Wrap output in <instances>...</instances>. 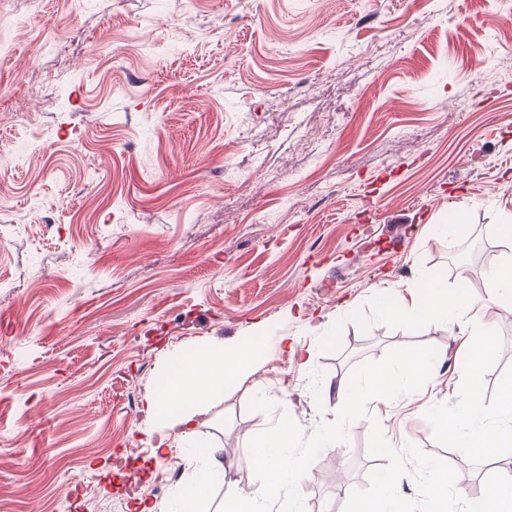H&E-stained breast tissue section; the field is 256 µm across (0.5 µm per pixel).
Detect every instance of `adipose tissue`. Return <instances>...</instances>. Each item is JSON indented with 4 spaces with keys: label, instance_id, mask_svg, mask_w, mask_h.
I'll use <instances>...</instances> for the list:
<instances>
[{
    "label": "adipose tissue",
    "instance_id": "1",
    "mask_svg": "<svg viewBox=\"0 0 512 512\" xmlns=\"http://www.w3.org/2000/svg\"><path fill=\"white\" fill-rule=\"evenodd\" d=\"M262 350L258 341L229 352L223 344L206 343L192 357L165 373L150 394L147 413L160 432L156 454L172 450L173 440L178 439L188 445L190 456L205 462L204 468L179 489L176 512H200V504L223 474L220 448L193 441L196 416L226 389L247 381L255 372Z\"/></svg>",
    "mask_w": 512,
    "mask_h": 512
}]
</instances>
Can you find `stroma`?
<instances>
[{"label":"stroma","mask_w":512,"mask_h":512,"mask_svg":"<svg viewBox=\"0 0 512 512\" xmlns=\"http://www.w3.org/2000/svg\"><path fill=\"white\" fill-rule=\"evenodd\" d=\"M511 29L495 0H0V512L171 504L199 465L167 458L155 493L146 399L200 343L255 336L257 372L195 419L224 450L204 512L259 487L254 436L285 415L311 435L340 378L400 347L435 349L430 379L324 448L306 512H344L386 465L375 421L448 462L463 499L512 473V453L471 462L424 416L456 403L482 318L410 331L372 309L425 274L459 285L448 253L472 237L491 265L512 255V48L474 50ZM42 84L57 93L31 97ZM494 328L488 400L512 308Z\"/></svg>","instance_id":"obj_1"}]
</instances>
